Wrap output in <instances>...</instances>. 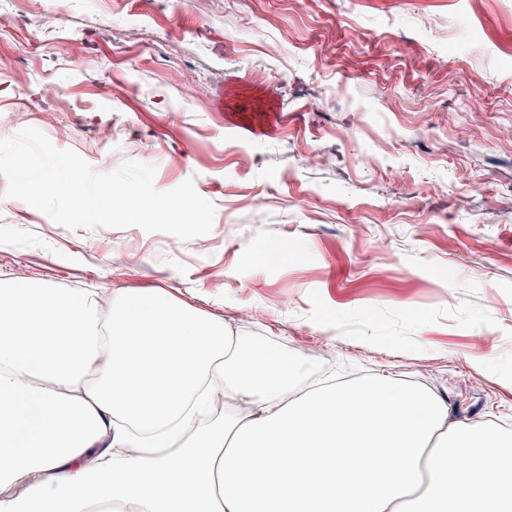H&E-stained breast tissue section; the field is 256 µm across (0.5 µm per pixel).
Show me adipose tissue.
<instances>
[{
  "mask_svg": "<svg viewBox=\"0 0 512 512\" xmlns=\"http://www.w3.org/2000/svg\"><path fill=\"white\" fill-rule=\"evenodd\" d=\"M304 371L164 291L0 278V512H512L511 436Z\"/></svg>",
  "mask_w": 512,
  "mask_h": 512,
  "instance_id": "adipose-tissue-1",
  "label": "adipose tissue"
}]
</instances>
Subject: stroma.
<instances>
[{
	"instance_id": "stroma-1",
	"label": "stroma",
	"mask_w": 512,
	"mask_h": 512,
	"mask_svg": "<svg viewBox=\"0 0 512 512\" xmlns=\"http://www.w3.org/2000/svg\"><path fill=\"white\" fill-rule=\"evenodd\" d=\"M64 17L41 29L42 16ZM512 0H0V139L154 166L210 248L6 197L0 275L158 288L333 374L512 425ZM300 246L257 264L275 243Z\"/></svg>"
}]
</instances>
